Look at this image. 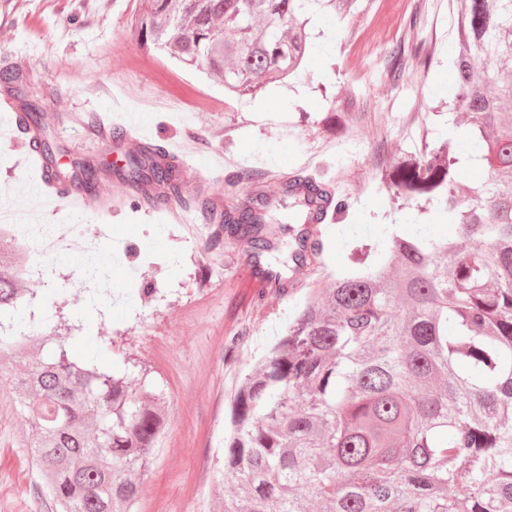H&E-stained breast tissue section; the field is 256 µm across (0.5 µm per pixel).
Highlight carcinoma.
<instances>
[{
	"instance_id": "obj_1",
	"label": "carcinoma",
	"mask_w": 512,
	"mask_h": 512,
	"mask_svg": "<svg viewBox=\"0 0 512 512\" xmlns=\"http://www.w3.org/2000/svg\"><path fill=\"white\" fill-rule=\"evenodd\" d=\"M365 0H143L142 44L224 75L252 94L294 73L314 51L305 25L343 21ZM460 50L454 107L472 114L459 136L427 144L380 189L435 206L447 238L393 235L389 259L351 250V269L313 282L283 336L244 378L224 433L217 512H512V0H456ZM486 181L462 188L456 167ZM128 176L172 184L173 171L135 156ZM318 189L308 172L297 187ZM266 197L225 216L253 257L274 248ZM324 251L302 230L290 260ZM21 278L0 251V352L32 421L29 450L61 512H132L163 425L147 375L76 358L31 321L12 336ZM454 488L465 493L456 497Z\"/></svg>"
}]
</instances>
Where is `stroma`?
Segmentation results:
<instances>
[{
    "mask_svg": "<svg viewBox=\"0 0 512 512\" xmlns=\"http://www.w3.org/2000/svg\"><path fill=\"white\" fill-rule=\"evenodd\" d=\"M140 8L139 0H0V71H22L42 87V105L52 115L44 138L64 174L79 164L103 175L126 170L130 152L124 135L100 140L87 128L99 118L114 123L119 105L128 127L149 142L182 143L187 179L181 200L192 209L194 223L212 225L214 237L197 242L185 225L170 223L163 209L146 211L130 197L100 213L58 214V223L85 232L71 263L36 264L26 253L16 262L33 268L42 281L38 289L23 286L27 313L57 329L56 317L72 322L84 309L82 248L99 244L110 253L105 285L114 295L111 308L81 329H57L58 336L74 353L97 352L104 364L131 361L163 391L166 420L135 512H212L216 459L234 395L282 336L324 266L342 264L356 240L383 243L394 232L448 233L430 213L407 223L402 196L362 192L371 136L366 128L336 123L337 113L369 111L376 76L391 64L389 50L434 25L448 6L443 2L424 13L413 0H373L368 19L375 36L386 39L383 54L374 52L370 39L351 40L346 27L327 35L322 18H314L308 31L326 51L312 55L288 85L240 98L225 94L222 80L140 44L133 27ZM454 55L453 37H444L428 53L424 70L401 75L411 85L424 79L414 106L433 113L437 133L462 134L470 127L467 113L447 105ZM75 70L90 73V80L73 85ZM74 113L84 115V124L71 121ZM321 138L337 141L339 150L307 157L311 141ZM217 153L235 158L250 182L270 172L291 176L307 166L329 180L349 206L337 222L321 225L331 249L325 258H308L306 276L287 294L258 296L240 278L246 247L229 237L223 211L210 201L224 190L223 178L210 168ZM271 214L276 247L260 262L284 274L300 226L279 203H272ZM133 286L146 294L132 305L123 295ZM30 431L13 369L0 363V512H57L29 453Z\"/></svg>",
    "mask_w": 512,
    "mask_h": 512,
    "instance_id": "stroma-1",
    "label": "stroma"
}]
</instances>
